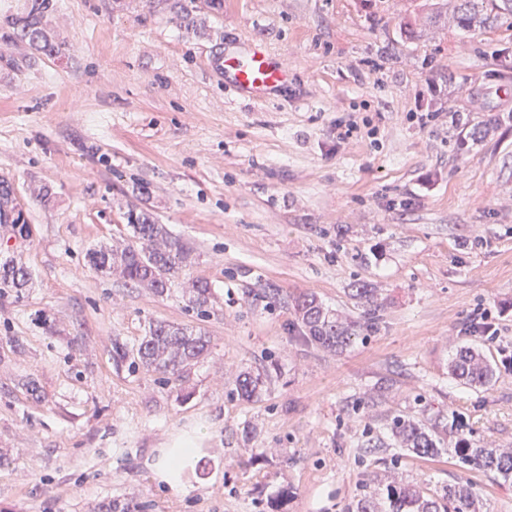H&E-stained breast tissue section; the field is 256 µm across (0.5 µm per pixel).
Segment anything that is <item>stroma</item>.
<instances>
[{
  "instance_id": "obj_1",
  "label": "stroma",
  "mask_w": 512,
  "mask_h": 512,
  "mask_svg": "<svg viewBox=\"0 0 512 512\" xmlns=\"http://www.w3.org/2000/svg\"><path fill=\"white\" fill-rule=\"evenodd\" d=\"M454 5L53 0L51 57L0 27V177L31 226L0 227V257L32 274L0 294V512H355L392 477L512 512V484L451 452L512 448V24L467 32ZM229 40L280 56L288 89L239 99L212 67ZM141 210L192 251L161 297L86 263ZM362 286L377 329L312 344L294 299L358 321ZM483 312L495 335L470 330ZM153 321L202 328L209 354L177 379L138 365ZM462 345L490 384L449 376ZM399 415L441 416L443 453L398 447ZM188 439L175 492L153 465Z\"/></svg>"
}]
</instances>
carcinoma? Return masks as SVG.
<instances>
[{
    "mask_svg": "<svg viewBox=\"0 0 512 512\" xmlns=\"http://www.w3.org/2000/svg\"><path fill=\"white\" fill-rule=\"evenodd\" d=\"M50 8V0H31L27 16L11 21L15 34L33 43H43V49L54 48L43 42V24ZM512 17V0H459L458 23L481 29L489 22ZM11 183L0 178V225L10 227L13 233H26L27 223L15 214ZM129 242L122 248L99 246L88 249L87 262L93 270L102 274L119 271L123 278L137 287L149 288L157 295H164L172 287L174 279L191 260V251L156 223L146 212L128 217ZM29 272L12 259H0V291L11 290L21 294L28 286ZM210 286L199 282L193 287L189 299L191 307L203 311L207 305ZM294 307L308 339L326 350H342L349 346L358 333L372 329L371 318L363 321L343 322L324 308L313 294H303L294 301ZM210 353V340L206 334L193 327L166 322H152L137 350L139 364L150 367L166 376H180L187 368ZM451 376L467 385H485L494 372L479 352L471 347H461L448 362ZM241 396L251 399L260 395L264 381L261 376L243 374L236 380ZM392 432L406 448L423 457L441 454L438 427L404 417L392 421ZM454 456L463 467L491 471L503 481L512 482V451L500 452L494 448H474L462 438ZM388 503L386 512H480L479 501L472 488L461 482L448 483L426 492L418 485L399 482L387 484L380 493L367 495L359 500L356 512H380L381 502Z\"/></svg>",
    "mask_w": 512,
    "mask_h": 512,
    "instance_id": "carcinoma-1",
    "label": "carcinoma"
}]
</instances>
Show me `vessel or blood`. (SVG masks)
I'll return each mask as SVG.
<instances>
[{"instance_id": "obj_1", "label": "vessel or blood", "mask_w": 512, "mask_h": 512, "mask_svg": "<svg viewBox=\"0 0 512 512\" xmlns=\"http://www.w3.org/2000/svg\"><path fill=\"white\" fill-rule=\"evenodd\" d=\"M217 65L234 92L252 99H266L280 93L290 79L282 59L260 44L223 51Z\"/></svg>"}]
</instances>
